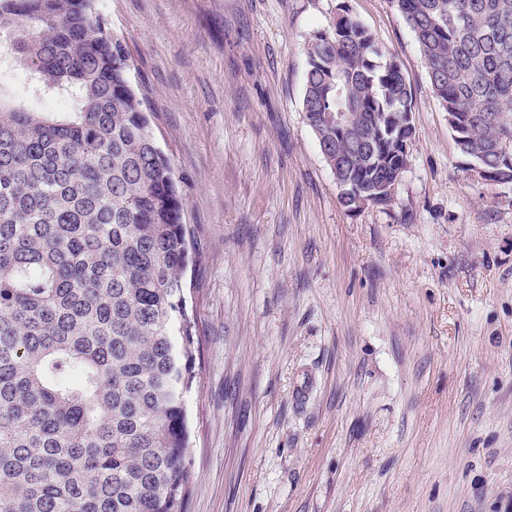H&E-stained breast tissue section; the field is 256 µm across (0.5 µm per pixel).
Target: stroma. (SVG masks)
Instances as JSON below:
<instances>
[{
    "label": "stroma",
    "instance_id": "stroma-1",
    "mask_svg": "<svg viewBox=\"0 0 512 512\" xmlns=\"http://www.w3.org/2000/svg\"><path fill=\"white\" fill-rule=\"evenodd\" d=\"M195 235L185 512H512V184L459 163L392 0H96ZM413 93L409 164L347 211L302 112L339 7Z\"/></svg>",
    "mask_w": 512,
    "mask_h": 512
}]
</instances>
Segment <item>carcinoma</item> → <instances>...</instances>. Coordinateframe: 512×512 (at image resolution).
I'll list each match as a JSON object with an SVG mask.
<instances>
[{"instance_id":"obj_1","label":"carcinoma","mask_w":512,"mask_h":512,"mask_svg":"<svg viewBox=\"0 0 512 512\" xmlns=\"http://www.w3.org/2000/svg\"><path fill=\"white\" fill-rule=\"evenodd\" d=\"M392 3L461 164L512 184V0ZM0 37L29 94L68 100L0 97V512H184L193 230L148 97L94 0H0ZM307 57L302 111L325 162L388 204L411 85L344 9Z\"/></svg>"}]
</instances>
